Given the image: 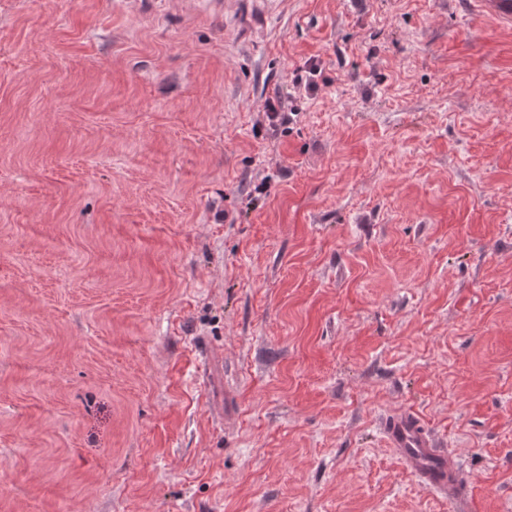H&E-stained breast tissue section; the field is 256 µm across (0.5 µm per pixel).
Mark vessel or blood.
<instances>
[{
	"instance_id": "obj_1",
	"label": "vessel or blood",
	"mask_w": 512,
	"mask_h": 512,
	"mask_svg": "<svg viewBox=\"0 0 512 512\" xmlns=\"http://www.w3.org/2000/svg\"><path fill=\"white\" fill-rule=\"evenodd\" d=\"M383 430L390 447L427 489L467 502L458 459L441 448L416 414L394 415L386 420Z\"/></svg>"
}]
</instances>
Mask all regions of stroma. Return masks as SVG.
Segmentation results:
<instances>
[{"instance_id":"1","label":"stroma","mask_w":512,"mask_h":512,"mask_svg":"<svg viewBox=\"0 0 512 512\" xmlns=\"http://www.w3.org/2000/svg\"><path fill=\"white\" fill-rule=\"evenodd\" d=\"M244 2L0 0V512H512V23ZM384 434L404 465L429 490L462 503L468 502L458 459L447 452L412 412L387 419Z\"/></svg>"}]
</instances>
